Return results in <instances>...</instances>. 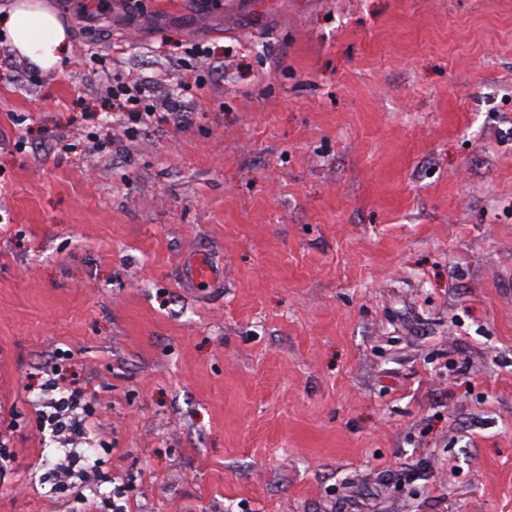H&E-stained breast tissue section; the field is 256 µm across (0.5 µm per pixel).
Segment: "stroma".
Masks as SVG:
<instances>
[{"mask_svg":"<svg viewBox=\"0 0 512 512\" xmlns=\"http://www.w3.org/2000/svg\"><path fill=\"white\" fill-rule=\"evenodd\" d=\"M53 2L63 72L0 46V512H512V0ZM113 104L130 112L132 124L149 121L156 115L154 100L140 83H130L123 78H114L108 90ZM184 266V276L192 283L196 285L206 283L209 287L216 284L217 275L215 270L202 255L190 257Z\"/></svg>","mask_w":512,"mask_h":512,"instance_id":"35a3bbf8","label":"stroma"}]
</instances>
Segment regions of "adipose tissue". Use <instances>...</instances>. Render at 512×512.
Instances as JSON below:
<instances>
[{
    "label": "adipose tissue",
    "instance_id": "ef3b65f1",
    "mask_svg": "<svg viewBox=\"0 0 512 512\" xmlns=\"http://www.w3.org/2000/svg\"><path fill=\"white\" fill-rule=\"evenodd\" d=\"M12 49L43 69L63 71L70 55L68 29L49 0H14L0 15Z\"/></svg>",
    "mask_w": 512,
    "mask_h": 512
}]
</instances>
